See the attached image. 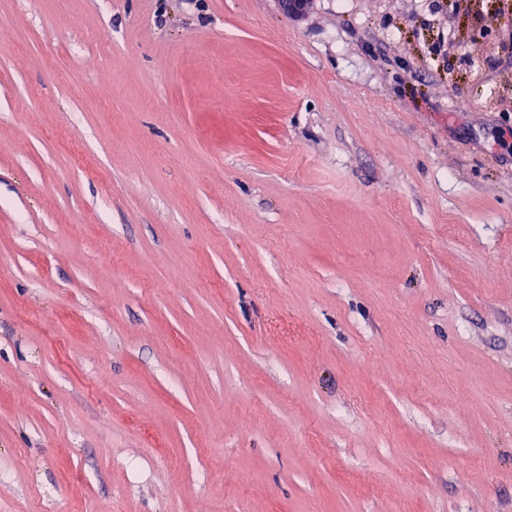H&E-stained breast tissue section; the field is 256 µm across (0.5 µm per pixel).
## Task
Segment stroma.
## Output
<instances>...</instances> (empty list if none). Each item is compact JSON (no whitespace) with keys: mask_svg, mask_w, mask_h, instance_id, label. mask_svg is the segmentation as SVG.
Listing matches in <instances>:
<instances>
[{"mask_svg":"<svg viewBox=\"0 0 512 512\" xmlns=\"http://www.w3.org/2000/svg\"><path fill=\"white\" fill-rule=\"evenodd\" d=\"M511 25L0 0V512H512Z\"/></svg>","mask_w":512,"mask_h":512,"instance_id":"35a3bbf8","label":"stroma"}]
</instances>
